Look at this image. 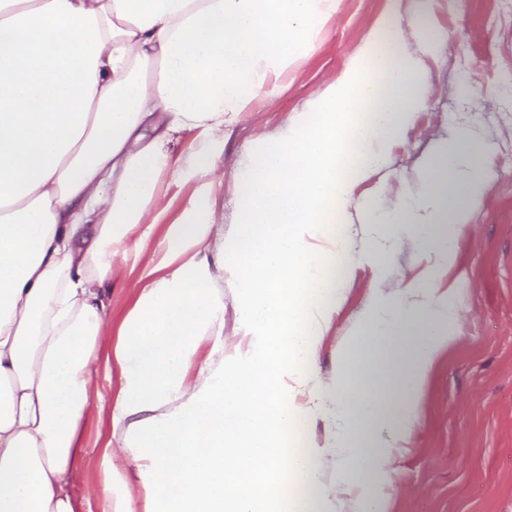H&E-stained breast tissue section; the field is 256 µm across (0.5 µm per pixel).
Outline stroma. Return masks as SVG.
<instances>
[{
    "label": "stroma",
    "mask_w": 512,
    "mask_h": 512,
    "mask_svg": "<svg viewBox=\"0 0 512 512\" xmlns=\"http://www.w3.org/2000/svg\"><path fill=\"white\" fill-rule=\"evenodd\" d=\"M391 0H337L313 51L282 78L270 102L244 113L225 129L219 165L224 196L232 198L234 176L244 155L267 135L285 129L303 105L344 69ZM431 27L443 30L442 49L425 56L430 96L405 139L389 151L386 167L356 185L355 204L397 208L404 194L421 188L423 165L433 148L463 129L479 130L489 143L497 177L474 207L455 258L427 279L429 261L411 237L390 254L377 274L361 254L368 225L353 227L358 262L344 284L343 300L311 366L321 381L336 371L345 347L372 299L412 282L449 290L456 305L454 341L431 368L418 421L397 454L384 486V512H512V0H432ZM202 178L168 180L172 206L147 225L148 251L163 261L170 251V225L200 206ZM136 253L112 271L107 324L119 331L144 286ZM106 404L88 415L78 457L83 478L102 484L110 471L130 472L127 455L108 448V402L119 391V368H100Z\"/></svg>",
    "instance_id": "1"
}]
</instances>
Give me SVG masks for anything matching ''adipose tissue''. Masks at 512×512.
<instances>
[{
    "mask_svg": "<svg viewBox=\"0 0 512 512\" xmlns=\"http://www.w3.org/2000/svg\"><path fill=\"white\" fill-rule=\"evenodd\" d=\"M336 0H0V512H382L381 478L417 422L427 373L451 341L448 296L406 286L376 297L320 383L308 366L353 269L357 182L386 163L430 93L424 55L377 20L306 117L246 154L232 211L216 145L314 48ZM198 131L172 158L175 135ZM426 187L371 210L376 270L409 234L447 266L495 170L463 131L426 164ZM212 175L204 208L169 236L177 267L147 264L114 357L109 433L138 476L83 484L82 422L101 409L94 374L112 337V269L144 252L133 231L170 203L165 177ZM232 232H225V222ZM236 282L234 356L198 365L224 335ZM196 380H189L190 369ZM331 423L322 448L287 452L295 423ZM389 438H382V431Z\"/></svg>",
    "mask_w": 512,
    "mask_h": 512,
    "instance_id": "1",
    "label": "adipose tissue"
}]
</instances>
